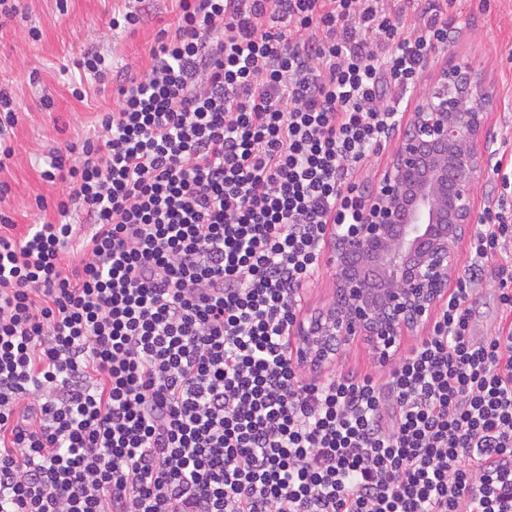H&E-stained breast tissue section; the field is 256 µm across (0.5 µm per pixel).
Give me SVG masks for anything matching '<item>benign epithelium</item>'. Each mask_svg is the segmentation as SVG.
<instances>
[{
    "label": "benign epithelium",
    "instance_id": "7a95c632",
    "mask_svg": "<svg viewBox=\"0 0 512 512\" xmlns=\"http://www.w3.org/2000/svg\"><path fill=\"white\" fill-rule=\"evenodd\" d=\"M496 100L495 88L468 66L430 73L375 191L361 202L359 223L329 226L333 296L314 314H295L290 332L300 362L331 364L362 341L387 366L406 337L432 325L473 232L474 191L492 161L480 145Z\"/></svg>",
    "mask_w": 512,
    "mask_h": 512
}]
</instances>
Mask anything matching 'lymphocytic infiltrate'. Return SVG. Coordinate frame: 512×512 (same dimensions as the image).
Listing matches in <instances>:
<instances>
[{
	"label": "lymphocytic infiltrate",
	"instance_id": "f902f5d3",
	"mask_svg": "<svg viewBox=\"0 0 512 512\" xmlns=\"http://www.w3.org/2000/svg\"><path fill=\"white\" fill-rule=\"evenodd\" d=\"M175 2L142 74L75 60L116 103L42 173L60 223L0 209V512H512L506 199L386 374L292 358L446 0ZM487 274L504 317L478 340Z\"/></svg>",
	"mask_w": 512,
	"mask_h": 512
}]
</instances>
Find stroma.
Instances as JSON below:
<instances>
[{"mask_svg": "<svg viewBox=\"0 0 512 512\" xmlns=\"http://www.w3.org/2000/svg\"><path fill=\"white\" fill-rule=\"evenodd\" d=\"M151 16L133 31H110L106 22L123 0H68L67 14H60L57 0H24L26 26H0V84L12 87L23 114L14 137L15 161L0 174L10 190L5 207L18 226L58 221L54 208L38 211L36 197L54 200L62 187L45 181L52 153L65 142L93 131L98 113L109 111L112 85L87 82L83 100H76L70 86L79 74L76 56L96 49L112 59L114 67L132 63L139 70L150 65L148 47L156 33L177 18L174 0H149ZM447 47L432 54L428 66L465 65L495 85L498 98L488 114L489 138L506 158L512 159V0H455L450 11ZM42 36L32 41L28 27ZM54 98L44 108L43 92ZM496 285L484 278L471 301L472 332L487 336L500 321Z\"/></svg>", "mask_w": 512, "mask_h": 512, "instance_id": "35a3bbf8", "label": "stroma"}]
</instances>
